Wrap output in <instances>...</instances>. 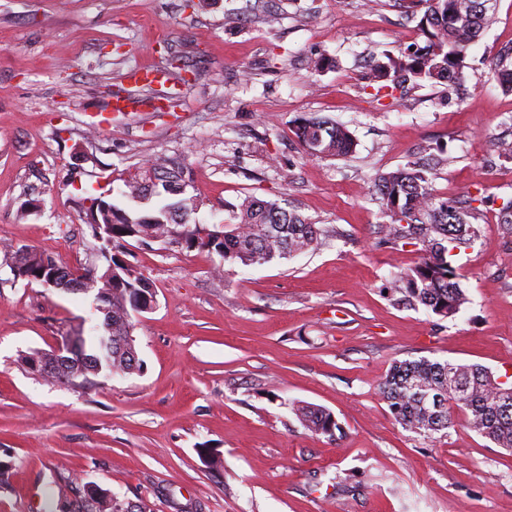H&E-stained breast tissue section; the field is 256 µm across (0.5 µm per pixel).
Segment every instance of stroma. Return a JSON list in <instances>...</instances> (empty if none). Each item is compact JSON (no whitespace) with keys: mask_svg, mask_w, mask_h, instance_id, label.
<instances>
[{"mask_svg":"<svg viewBox=\"0 0 512 512\" xmlns=\"http://www.w3.org/2000/svg\"><path fill=\"white\" fill-rule=\"evenodd\" d=\"M423 42L400 0H0V240L94 264L74 205L94 162L116 178L158 155L184 159L198 224L252 195L323 230L315 249L252 267L131 242L156 291L134 318L144 370L83 389L20 357L102 325L93 294L26 284L0 261V463L13 472L0 512H45L47 483L75 473L152 512H512V452L459 425L418 436L379 393L396 359L512 375V238L497 222L512 157L489 145L512 141V94L494 78L512 0H497L460 80L389 95L368 82L375 62ZM147 70L167 84L113 113L128 75ZM94 114L107 125L92 137ZM304 115L345 126L354 152L309 156L293 132ZM75 145L94 160L69 186ZM436 157L440 196L495 200L456 260L469 302L445 321L386 294L420 253L381 243L390 218L373 195L380 174ZM296 403L328 409L340 432L309 431Z\"/></svg>","mask_w":512,"mask_h":512,"instance_id":"obj_1","label":"stroma"}]
</instances>
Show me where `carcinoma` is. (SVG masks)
Wrapping results in <instances>:
<instances>
[{
	"label": "carcinoma",
	"mask_w": 512,
	"mask_h": 512,
	"mask_svg": "<svg viewBox=\"0 0 512 512\" xmlns=\"http://www.w3.org/2000/svg\"><path fill=\"white\" fill-rule=\"evenodd\" d=\"M494 0H410V16L426 38L420 48L399 57L377 62L368 80L387 89L396 80L439 81L463 73L468 67L467 49L488 27ZM307 154L346 157L355 150L352 133L325 117L301 118L294 130ZM429 168L408 164L379 175L375 189L391 222L380 225L382 240H411L419 246L420 261L402 272L392 283L401 294L396 302L425 307L440 319L454 317L467 303L458 282L455 257L469 245L477 229L469 217L490 197L470 198L462 207L440 197L427 175ZM125 195L131 198L179 197L150 214L137 215L114 206L105 194H90L76 200L79 217L92 237L101 243L98 263L78 273L53 256L33 249L20 258L16 277L35 283L53 274L57 281L75 284V290L96 292L104 315L103 328L112 336H79V344L66 369L84 377L79 387L90 383L88 375L112 377L139 372L143 368L134 343L125 342L134 331L133 316L145 304L144 295L155 294L152 282L128 259V240L147 242L177 237L188 250L219 257V266H251L290 258L312 249L322 229L298 210L282 208L251 195L225 206L229 219L212 227L192 222L197 197L188 195L187 168L177 158L145 160L121 177ZM48 352L32 351L22 362L34 374L54 382L59 378L42 369ZM462 387L458 391L449 379ZM380 394L394 418L408 431L431 438L446 435L455 426L454 409L463 413L465 425L500 448L512 450V384L500 381L489 370L474 365L440 362L426 357L396 360L379 386ZM296 415L309 430L329 437L341 426L321 407L301 405ZM48 512H151L143 501L130 511L120 495L80 478L52 480L47 490Z\"/></svg>",
	"instance_id": "1"
}]
</instances>
